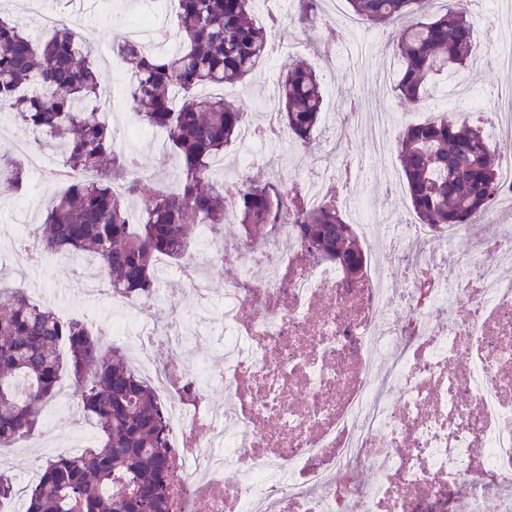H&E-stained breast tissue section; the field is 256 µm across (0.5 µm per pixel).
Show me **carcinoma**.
Returning a JSON list of instances; mask_svg holds the SVG:
<instances>
[{"label": "carcinoma", "instance_id": "obj_1", "mask_svg": "<svg viewBox=\"0 0 512 512\" xmlns=\"http://www.w3.org/2000/svg\"><path fill=\"white\" fill-rule=\"evenodd\" d=\"M255 0H176L177 40L170 53L118 38L112 52L132 69L127 92L140 119L167 135L176 172L166 186L153 175L128 173L125 193L113 180L126 169L114 149L100 98L103 73L94 45L61 23L39 38L0 14V109L14 115L41 147H54L60 166L79 175L51 199L35 232L40 252L94 260L108 286L151 299L159 288L157 260L183 261L192 233L234 213L237 244L260 246L281 224L293 226L304 255L335 263L344 284L362 280L367 244L336 202L313 206L288 174L265 180L243 175L229 194L212 162L242 139L245 113L209 85L235 86L268 53L274 26L261 23ZM289 24L316 27L319 0H293ZM353 15L391 34L399 68L393 96L414 110L427 105L438 78L456 77L475 49L468 12L450 0L438 13L428 0H348ZM272 98L289 141L311 153L325 83L308 62L288 65ZM406 195L418 222L443 229L473 224L498 201L500 154L484 129L438 112L402 126L397 137ZM30 174L14 154H0V196L20 195ZM75 385L85 419L97 429L94 447L40 466L26 512H171L175 468L168 421L155 389L120 346L106 347L86 324L34 304L18 285L0 289V448L32 438L47 400L63 376Z\"/></svg>", "mask_w": 512, "mask_h": 512}]
</instances>
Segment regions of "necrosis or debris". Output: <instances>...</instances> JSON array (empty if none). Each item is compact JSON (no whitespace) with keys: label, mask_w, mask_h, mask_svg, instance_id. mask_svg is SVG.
<instances>
[{"label":"necrosis or debris","mask_w":512,"mask_h":512,"mask_svg":"<svg viewBox=\"0 0 512 512\" xmlns=\"http://www.w3.org/2000/svg\"><path fill=\"white\" fill-rule=\"evenodd\" d=\"M488 136L501 194L512 196L511 85L497 93ZM432 234L399 225L351 291L336 264L305 260L279 236L242 250L216 289L200 270L231 236L227 225L207 227L206 247L178 273L194 302L220 311L224 370L209 377L220 407L185 402L199 378L165 360L201 331L156 332L148 300L98 284L93 299L131 311L113 335L157 349L149 379L169 415L172 512H425L444 494L450 512L487 501L512 512V232L479 238L474 225L449 226L445 242L477 244L442 280L439 259L413 249ZM244 304L254 309L246 323ZM462 354L467 363L455 365ZM200 429L207 441L196 440ZM228 467L239 481H224Z\"/></svg>","instance_id":"obj_1"}]
</instances>
